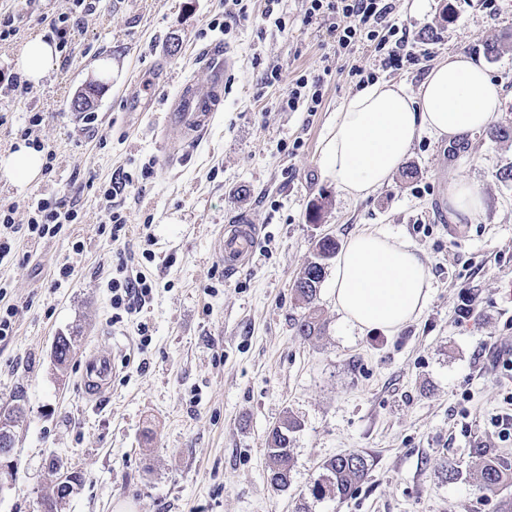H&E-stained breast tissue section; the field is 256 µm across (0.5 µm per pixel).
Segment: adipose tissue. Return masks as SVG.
<instances>
[{"label":"adipose tissue","instance_id":"obj_1","mask_svg":"<svg viewBox=\"0 0 512 512\" xmlns=\"http://www.w3.org/2000/svg\"><path fill=\"white\" fill-rule=\"evenodd\" d=\"M56 43L31 36L17 56L27 82L40 84L58 65ZM502 87L483 64L463 53L436 63L417 90L403 84H363L342 105L325 140L322 173L346 197L359 200L387 185L423 135L463 141L490 127L499 112ZM44 163L41 152L22 145L0 159V174L25 186ZM448 207L455 220L475 221L484 208L473 184L448 183ZM336 309L361 331L393 333L414 321L431 293L430 275L407 240L366 227L348 238L333 274Z\"/></svg>","mask_w":512,"mask_h":512}]
</instances>
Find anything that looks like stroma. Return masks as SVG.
Masks as SVG:
<instances>
[{
  "instance_id": "stroma-1",
  "label": "stroma",
  "mask_w": 512,
  "mask_h": 512,
  "mask_svg": "<svg viewBox=\"0 0 512 512\" xmlns=\"http://www.w3.org/2000/svg\"><path fill=\"white\" fill-rule=\"evenodd\" d=\"M229 34L211 32L219 0H106L82 19L70 62L60 63L29 103L8 87L18 44L0 45V155L16 147L27 106L43 112L38 135L59 152L52 174L17 186L0 176V196L26 223L33 198L79 191L73 234L19 242L0 280L18 306L15 333L0 342V409L23 406L14 429L13 476L0 512H40L57 471L79 475L62 512H512V484L479 487L484 459L512 465V440L494 425L507 392L489 346L512 343V138L481 131L464 142L416 141L403 168L374 195L352 200L322 176V148L344 100L359 87L351 65L414 89L441 58H482L502 85L497 123H512V0H393L394 14L424 49L420 64L382 68L374 52L336 53L327 22L305 23L304 0H283L285 29L261 20L257 0ZM72 0H0L21 38L48 33L43 16ZM501 49L486 59L484 45ZM233 65L204 132H181L175 164L165 159L158 124L163 104L184 82L208 85L213 66ZM324 75L318 111L291 112L285 84L262 86L264 70ZM103 91L92 119L72 107L88 82ZM155 173L141 179L144 165ZM137 177L121 203L129 232L115 243L99 231L100 189L122 173ZM465 178L485 198L471 224L448 216V182ZM323 202L318 216L312 203ZM258 227L251 258L225 272L217 251L224 225ZM375 227L410 240L431 277L421 315L400 331L359 332L336 309L327 272L316 305L323 327L310 338L293 284L315 258V243L338 244ZM81 241L74 252L73 241ZM155 286L138 315L151 334L139 348L132 321H112L108 283L118 261L138 266L145 249ZM69 263L74 273L59 279ZM474 295L471 318L456 313L461 290ZM77 337L59 371L57 336ZM113 352L109 394L90 404L79 383L90 350ZM293 435V481H266L268 432L285 418ZM363 453L369 470L351 497H313L309 488L330 458ZM457 476L445 480L443 462Z\"/></svg>"
}]
</instances>
